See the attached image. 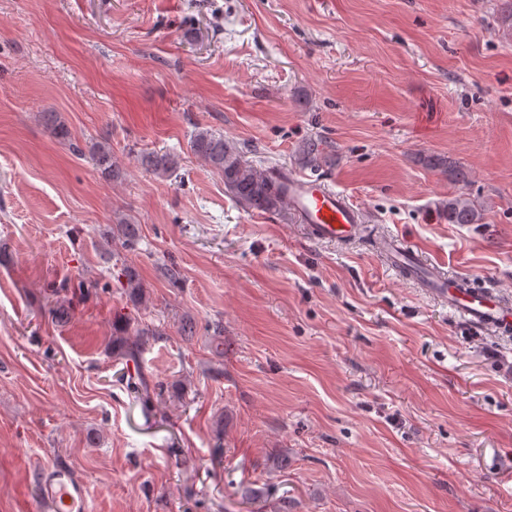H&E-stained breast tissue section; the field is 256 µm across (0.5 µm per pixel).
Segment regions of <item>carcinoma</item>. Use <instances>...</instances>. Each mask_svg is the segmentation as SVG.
I'll return each instance as SVG.
<instances>
[{
    "label": "carcinoma",
    "instance_id": "obj_1",
    "mask_svg": "<svg viewBox=\"0 0 512 512\" xmlns=\"http://www.w3.org/2000/svg\"><path fill=\"white\" fill-rule=\"evenodd\" d=\"M189 148L222 177L225 190L242 210L270 215H278L284 210L288 179L283 168L274 165L262 168L255 165L245 158V153L250 151V148L244 149L224 138V135L208 129L195 130L191 135ZM299 154L302 164L313 172L332 164L333 161L331 146L321 138L303 141L299 147ZM91 155L102 176L112 180L121 177L122 168L112 158V150L108 143L94 144ZM140 162L146 170L164 178L175 174L179 167V157L167 152L142 154ZM427 165L451 173L457 183L466 182L464 173L445 158H430ZM442 207L450 224H479L483 218L481 208L463 192L448 197V200L442 202ZM116 232L124 248H136L140 240L138 225L123 221L116 225ZM116 277L119 280L125 279L123 287L126 288L127 296L133 305L146 303L145 286L135 267L122 265ZM160 336L161 333L148 327L137 330L132 336L120 318L115 323L112 344L123 349L127 360L136 364L150 342ZM130 385L148 401L153 396L162 397L165 392L163 383H150L140 371L131 377Z\"/></svg>",
    "mask_w": 512,
    "mask_h": 512
}]
</instances>
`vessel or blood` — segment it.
Returning <instances> with one entry per match:
<instances>
[{
  "label": "vessel or blood",
  "mask_w": 512,
  "mask_h": 512,
  "mask_svg": "<svg viewBox=\"0 0 512 512\" xmlns=\"http://www.w3.org/2000/svg\"><path fill=\"white\" fill-rule=\"evenodd\" d=\"M288 205L314 238L336 241L356 237L361 211L342 193L317 178L289 175ZM430 288L479 330H512V303L488 288L460 287L458 280L432 272ZM41 497L51 512H88V493L69 469L47 466L40 472Z\"/></svg>",
  "instance_id": "b4317fda"
}]
</instances>
